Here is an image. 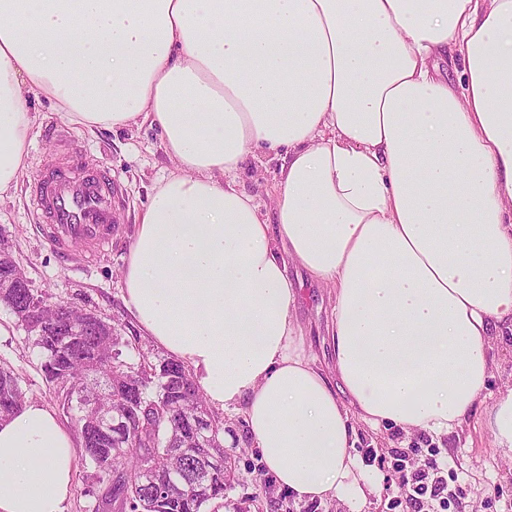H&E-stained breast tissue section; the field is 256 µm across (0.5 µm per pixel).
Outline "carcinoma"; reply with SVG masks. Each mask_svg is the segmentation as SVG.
<instances>
[{"label":"carcinoma","instance_id":"carcinoma-1","mask_svg":"<svg viewBox=\"0 0 512 512\" xmlns=\"http://www.w3.org/2000/svg\"><path fill=\"white\" fill-rule=\"evenodd\" d=\"M40 301L32 288H13L0 303L17 314ZM47 322L45 335L31 326L25 330L43 355L46 380L62 392V409L74 418L94 469L92 512H204L207 503L224 497L232 466L222 423L183 363L170 357L126 362L123 348L131 342L120 329L99 319L73 333L71 326L81 321L65 303L48 313ZM24 404L17 377L0 367V420ZM117 408L136 433L115 454L112 433L94 426L91 417ZM199 416L214 431L203 448L194 447L191 435Z\"/></svg>","mask_w":512,"mask_h":512}]
</instances>
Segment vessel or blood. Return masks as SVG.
I'll use <instances>...</instances> for the list:
<instances>
[{
	"label": "vessel or blood",
	"mask_w": 512,
	"mask_h": 512,
	"mask_svg": "<svg viewBox=\"0 0 512 512\" xmlns=\"http://www.w3.org/2000/svg\"><path fill=\"white\" fill-rule=\"evenodd\" d=\"M119 194L109 171L64 157L40 171L32 204L42 234L67 257L75 245L92 251L111 248L119 234Z\"/></svg>",
	"instance_id": "1"
}]
</instances>
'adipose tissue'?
Here are the masks:
<instances>
[{
    "instance_id": "1",
    "label": "adipose tissue",
    "mask_w": 512,
    "mask_h": 512,
    "mask_svg": "<svg viewBox=\"0 0 512 512\" xmlns=\"http://www.w3.org/2000/svg\"><path fill=\"white\" fill-rule=\"evenodd\" d=\"M462 68L453 87L445 68ZM87 130L149 123L174 166L123 271L143 336L243 407L294 500L364 503L354 420L448 434L478 404L512 456V0H0V194L31 96ZM284 156L272 218L236 179ZM335 296L334 375L289 266ZM75 445L31 401L0 422V512H66ZM492 377L488 385V400L496 398L501 391L512 387V335L497 341L493 352Z\"/></svg>"
}]
</instances>
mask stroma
Returning <instances> with one entry per match:
<instances>
[{
	"mask_svg": "<svg viewBox=\"0 0 512 512\" xmlns=\"http://www.w3.org/2000/svg\"><path fill=\"white\" fill-rule=\"evenodd\" d=\"M32 105L39 118L31 132L28 173L16 187L0 195V232L11 240L18 265L36 295L94 312L118 325L123 335H138L125 301L123 270L140 215L158 182L173 169L159 132L146 124L90 132L61 117L43 97L33 96ZM62 153L108 169L124 195L121 241L111 250L89 257L74 254L67 262L40 233L30 193L38 171ZM281 165V158L260 154L247 162L237 179L239 190L255 197L267 218L273 215ZM288 276L298 292L292 316L303 332L306 348L319 366L332 369L327 329L334 297L330 289L314 283L304 270L289 267ZM41 362L25 328L0 306V367L13 370L27 400L41 402L57 414L69 434H76V424L63 413L61 394L46 381ZM220 417L234 477L223 499L207 504L204 512H350L348 504L334 500H293L267 473L242 410L228 409ZM354 443L365 474L379 486L360 512H393L401 481L393 459L397 448L416 461L423 459L429 449H439L438 460L448 467L449 487L460 490L447 512H512V458L492 447L482 412L472 413L451 435L408 433L396 427L376 432L359 421Z\"/></svg>",
	"mask_w": 512,
	"mask_h": 512,
	"instance_id": "obj_1",
	"label": "stroma"
}]
</instances>
